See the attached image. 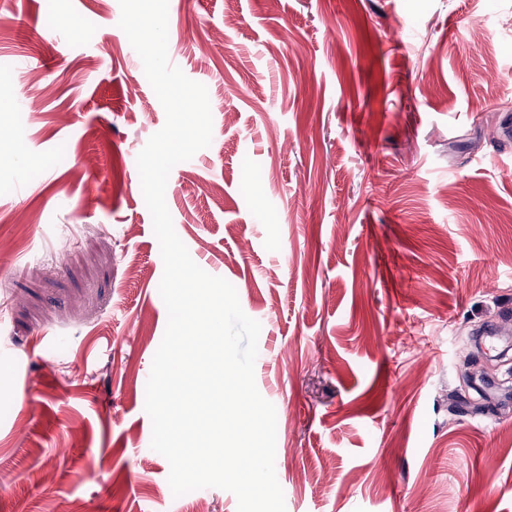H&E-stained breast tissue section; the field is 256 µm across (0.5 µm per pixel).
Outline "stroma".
<instances>
[{
  "instance_id": "1",
  "label": "stroma",
  "mask_w": 512,
  "mask_h": 512,
  "mask_svg": "<svg viewBox=\"0 0 512 512\" xmlns=\"http://www.w3.org/2000/svg\"><path fill=\"white\" fill-rule=\"evenodd\" d=\"M120 16L0 0V512H237L151 447L166 114ZM168 58L213 135L166 205L261 325L286 512H512V382L462 384L512 324V0H168Z\"/></svg>"
}]
</instances>
